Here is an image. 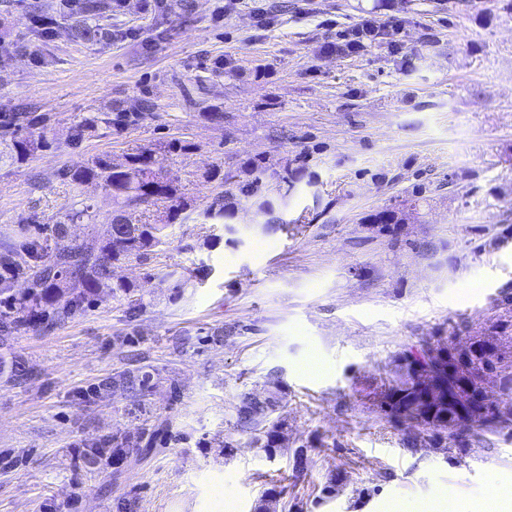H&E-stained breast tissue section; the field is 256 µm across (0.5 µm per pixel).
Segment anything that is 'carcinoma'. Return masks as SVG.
Segmentation results:
<instances>
[{"label":"carcinoma","mask_w":512,"mask_h":512,"mask_svg":"<svg viewBox=\"0 0 512 512\" xmlns=\"http://www.w3.org/2000/svg\"><path fill=\"white\" fill-rule=\"evenodd\" d=\"M75 39L98 42L110 33L98 25L78 21L72 26ZM3 137L10 138L6 158L19 162L39 148L51 147L45 134L36 138L21 137L18 129L6 125ZM266 168L254 160L245 168L251 177L241 192L247 198L257 194L263 185ZM76 193L88 182L99 183L112 197L117 209L113 212L106 234L96 246L82 248L65 244L68 225L92 223L90 206L66 212L51 233L42 239H31L17 245H5L0 254V348L9 349L19 330L43 320L62 321L84 304L96 300L109 290L113 296H128L132 289L123 281L113 278V267L119 263H142L168 244L171 229L181 220L189 207L175 178L155 167L154 150L150 148L129 154L125 161L115 164L104 157H95L80 169L65 171ZM160 203L168 204L164 214L153 224L132 222L130 213L142 209L149 211ZM234 208L224 204V196H217L204 210V216L216 220L231 219ZM372 228L386 235L397 233L399 226L393 210H385L374 219ZM30 271L29 285L18 295L14 292V276L20 267ZM446 352L448 374L429 389H422L412 375V367L426 362L432 347ZM16 380L28 375L17 360L0 355V373ZM500 375V393L489 389L487 378ZM148 372L138 374L127 371L99 384V391L109 395L122 390L140 396L151 386ZM281 407L280 382L270 377L258 393L245 394L235 407L236 427L248 433L253 442L271 453L281 447L287 423L273 414ZM380 409L394 421L409 422L404 443L416 448L424 434L435 445L445 435L455 436L461 451L467 450L466 436L474 429L495 432L512 422V371L506 370L494 333H476L466 337L458 346L448 347L433 338H424L419 345L405 350L400 358L395 379L380 399ZM134 447L130 438L115 436L112 447L95 448L86 456L89 465L109 453L119 460Z\"/></svg>","instance_id":"obj_1"}]
</instances>
